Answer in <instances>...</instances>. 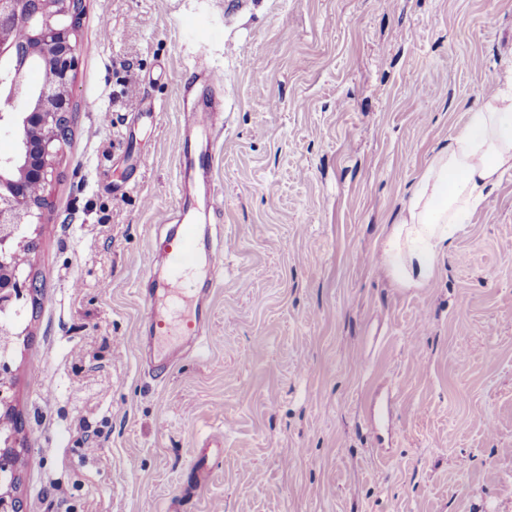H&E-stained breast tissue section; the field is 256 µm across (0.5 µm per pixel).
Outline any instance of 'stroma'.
<instances>
[{"mask_svg":"<svg viewBox=\"0 0 512 512\" xmlns=\"http://www.w3.org/2000/svg\"><path fill=\"white\" fill-rule=\"evenodd\" d=\"M235 2L82 0L17 322L23 512H512V172L426 287L376 249L505 86L512 0ZM190 89L227 109L194 218L223 279L205 357L152 375L140 281L164 267Z\"/></svg>","mask_w":512,"mask_h":512,"instance_id":"obj_1","label":"stroma"}]
</instances>
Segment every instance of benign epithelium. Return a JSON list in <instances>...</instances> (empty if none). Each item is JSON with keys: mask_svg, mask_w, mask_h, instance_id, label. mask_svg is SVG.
<instances>
[{"mask_svg": "<svg viewBox=\"0 0 512 512\" xmlns=\"http://www.w3.org/2000/svg\"><path fill=\"white\" fill-rule=\"evenodd\" d=\"M80 2L0 0V129L14 140L13 153L0 157V512H22L16 496L20 449L4 425L14 409L12 344L19 337L9 315L33 291L23 265L34 239L24 232L44 223L46 202L31 188L49 182L74 111ZM38 63L52 78L34 85L27 76Z\"/></svg>", "mask_w": 512, "mask_h": 512, "instance_id": "obj_1", "label": "benign epithelium"}]
</instances>
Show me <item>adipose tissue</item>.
I'll use <instances>...</instances> for the list:
<instances>
[{"mask_svg": "<svg viewBox=\"0 0 512 512\" xmlns=\"http://www.w3.org/2000/svg\"><path fill=\"white\" fill-rule=\"evenodd\" d=\"M512 171V89L492 93L465 115L446 148L419 173L398 219L386 227L378 253L395 280L427 286L472 213Z\"/></svg>", "mask_w": 512, "mask_h": 512, "instance_id": "1", "label": "adipose tissue"}]
</instances>
